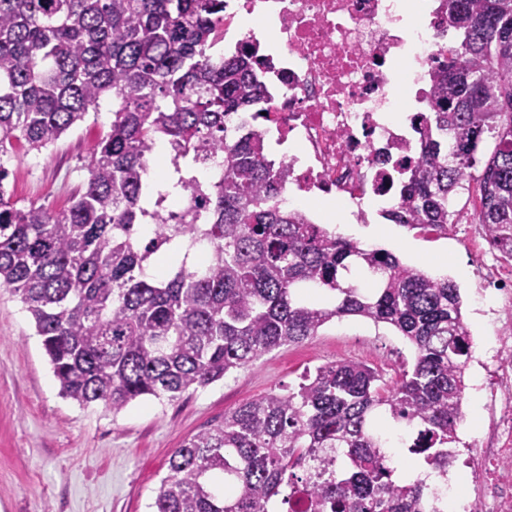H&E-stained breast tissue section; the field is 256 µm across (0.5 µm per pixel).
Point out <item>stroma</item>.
<instances>
[{
  "mask_svg": "<svg viewBox=\"0 0 512 512\" xmlns=\"http://www.w3.org/2000/svg\"><path fill=\"white\" fill-rule=\"evenodd\" d=\"M111 122L112 103L102 101L54 147L12 162L14 198L26 206L66 207ZM341 233L420 268L448 256L464 321L474 345L484 346L488 328L476 310L463 237L384 219L373 227L346 224ZM344 359L364 362L390 384L412 366L414 348L387 325L345 318L178 400H137L115 415L99 403L82 407L60 397L30 315L18 296L0 288V512H149L170 454L186 438L271 389L296 387L305 370Z\"/></svg>",
  "mask_w": 512,
  "mask_h": 512,
  "instance_id": "obj_1",
  "label": "stroma"
}]
</instances>
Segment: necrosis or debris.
Segmentation results:
<instances>
[{
  "instance_id": "necrosis-or-debris-1",
  "label": "necrosis or debris",
  "mask_w": 512,
  "mask_h": 512,
  "mask_svg": "<svg viewBox=\"0 0 512 512\" xmlns=\"http://www.w3.org/2000/svg\"><path fill=\"white\" fill-rule=\"evenodd\" d=\"M443 0H224V48L271 46L262 79L270 112L262 123L234 113L233 126L257 124L269 153L288 169L283 209L318 218L310 201L329 199L366 224L390 210L406 170L421 153L418 115L433 111L432 76L448 58ZM487 235L469 227L479 259L477 298L494 336L473 357L488 416L466 460L472 488L455 478L427 499L424 512L452 501L456 512H512V270L486 260Z\"/></svg>"
}]
</instances>
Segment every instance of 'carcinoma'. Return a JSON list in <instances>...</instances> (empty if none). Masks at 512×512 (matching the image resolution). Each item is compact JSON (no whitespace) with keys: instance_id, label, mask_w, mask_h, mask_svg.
<instances>
[{"instance_id":"1","label":"carcinoma","mask_w":512,"mask_h":512,"mask_svg":"<svg viewBox=\"0 0 512 512\" xmlns=\"http://www.w3.org/2000/svg\"><path fill=\"white\" fill-rule=\"evenodd\" d=\"M446 2L458 48L435 74L438 109L387 219L458 224L452 203L474 183L472 218L512 258V0ZM222 20L224 0H0V288L20 296L60 396L114 415L140 398L174 401L335 320L391 327L415 350L394 384L334 361L242 404L172 452L151 508L420 512L433 488L393 479L377 424L420 433V459L448 475L470 355L460 289L274 203L284 166L256 129L226 122L268 111L265 61L246 48L213 54ZM105 98L112 124L70 205L18 206L7 164ZM160 142L188 200L176 212L149 182ZM218 157L224 177L206 187L196 170ZM175 241L180 259L168 255ZM163 253L166 272L147 273Z\"/></svg>"}]
</instances>
